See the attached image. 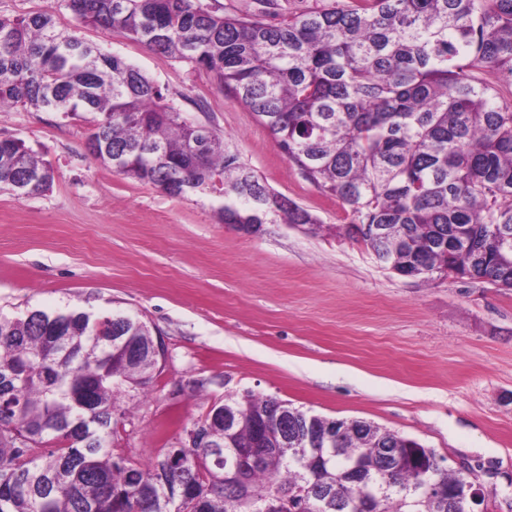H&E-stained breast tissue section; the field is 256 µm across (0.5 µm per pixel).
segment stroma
Here are the masks:
<instances>
[{
	"instance_id": "1",
	"label": "stroma",
	"mask_w": 512,
	"mask_h": 512,
	"mask_svg": "<svg viewBox=\"0 0 512 512\" xmlns=\"http://www.w3.org/2000/svg\"><path fill=\"white\" fill-rule=\"evenodd\" d=\"M49 6L60 28L150 76L322 225L243 234L219 223L214 194L172 197L112 173L86 151L84 118L0 108V137L24 141L54 170L45 194L0 191V311L119 308L157 327L167 346L115 446L149 465L215 401L250 392L416 439L482 486L480 512H512V290L386 269L340 234L348 207L305 180L206 72L81 24L63 0H0V15Z\"/></svg>"
}]
</instances>
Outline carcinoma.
Returning <instances> with one entry per match:
<instances>
[{
	"label": "carcinoma",
	"instance_id": "cac0c4a2",
	"mask_svg": "<svg viewBox=\"0 0 512 512\" xmlns=\"http://www.w3.org/2000/svg\"><path fill=\"white\" fill-rule=\"evenodd\" d=\"M85 25L118 32L210 74L249 108L301 174L350 209L358 235L402 276L436 274L512 289V102L470 78L512 79V0H356L292 15L256 0L218 15L202 0H66ZM0 106L96 115L86 150L125 178L171 196L222 198V224L317 219L267 186L211 126L165 102L140 69L58 29L46 8L0 15ZM221 183L215 184V178ZM51 165L0 139V189L53 185ZM370 226L367 231L356 225ZM156 330L122 310L0 312V512H449L428 485L468 499L469 480L413 439L342 420L336 440L282 444L332 420L249 392L228 396L234 439L266 419L259 462L224 473L214 448H162L143 468L112 413L158 378L112 337L137 346ZM398 461L382 469L380 449ZM367 480L349 481L352 463Z\"/></svg>",
	"mask_w": 512,
	"mask_h": 512
}]
</instances>
